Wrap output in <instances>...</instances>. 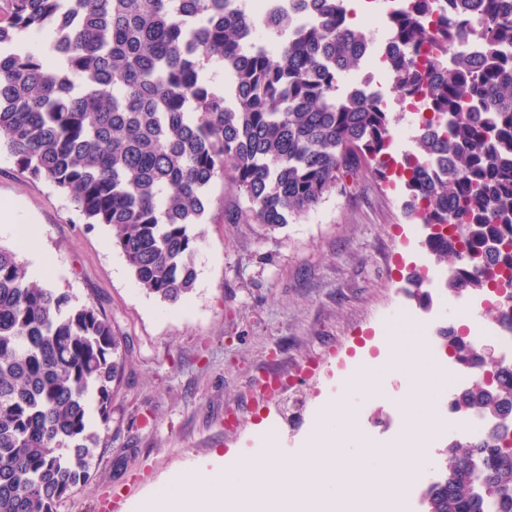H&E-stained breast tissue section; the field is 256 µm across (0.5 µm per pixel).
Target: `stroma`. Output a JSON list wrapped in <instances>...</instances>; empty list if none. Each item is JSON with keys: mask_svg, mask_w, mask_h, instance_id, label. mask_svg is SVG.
<instances>
[{"mask_svg": "<svg viewBox=\"0 0 512 512\" xmlns=\"http://www.w3.org/2000/svg\"><path fill=\"white\" fill-rule=\"evenodd\" d=\"M403 200L361 174L350 191L269 232L241 218L243 197L215 180L194 289L172 305L139 287L107 227L84 223L62 192L0 153V204H17L33 228L50 269L40 284L99 306L129 349L89 485L57 512L106 503L132 512L171 474L218 451L261 447L265 431L292 452L349 377L390 362L398 325L420 326L442 346L437 331L456 323L458 301L441 284L408 283L436 264ZM381 392L360 428L388 445L406 422L395 399L410 389L387 373Z\"/></svg>", "mask_w": 512, "mask_h": 512, "instance_id": "1", "label": "stroma"}]
</instances>
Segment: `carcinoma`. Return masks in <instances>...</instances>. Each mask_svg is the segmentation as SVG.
<instances>
[{
    "mask_svg": "<svg viewBox=\"0 0 512 512\" xmlns=\"http://www.w3.org/2000/svg\"><path fill=\"white\" fill-rule=\"evenodd\" d=\"M398 2L385 71L398 100L429 112L400 160L392 129L405 113L343 86L368 42L344 0H288L259 17L245 0H3L0 150L109 227L140 287L170 304L194 288L207 192L225 171L246 218L270 231L360 173L398 183L407 216L423 206L444 287L497 292L487 313L512 329V0ZM43 30V48H16ZM478 43L488 51L468 53ZM210 65L224 70L222 93ZM440 335L476 369L457 407L489 424L512 413V365L487 363L453 327ZM126 357L97 305L38 285L0 246V512H55L89 483ZM508 443L501 431L449 443L426 512H512Z\"/></svg>",
    "mask_w": 512,
    "mask_h": 512,
    "instance_id": "obj_1",
    "label": "carcinoma"
}]
</instances>
